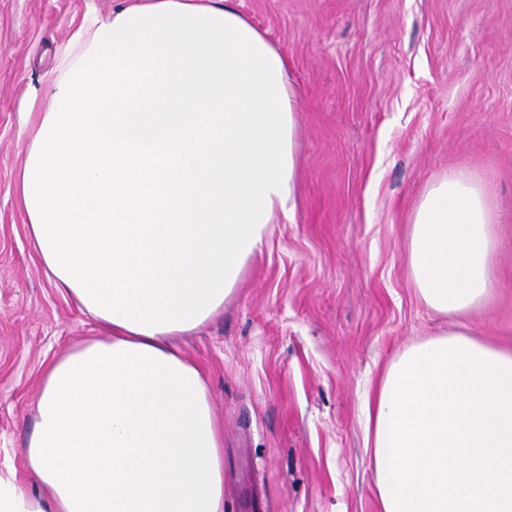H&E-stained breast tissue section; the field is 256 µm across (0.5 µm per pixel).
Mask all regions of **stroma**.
I'll return each mask as SVG.
<instances>
[{
	"mask_svg": "<svg viewBox=\"0 0 512 512\" xmlns=\"http://www.w3.org/2000/svg\"><path fill=\"white\" fill-rule=\"evenodd\" d=\"M117 0H0V468L48 362L98 335L55 288L18 175L56 55ZM288 59L298 203L223 309L179 337L224 427V512H377L359 394L444 331L512 348V0H236ZM455 170L496 206L497 283L466 316L419 297L406 257L425 189Z\"/></svg>",
	"mask_w": 512,
	"mask_h": 512,
	"instance_id": "1",
	"label": "stroma"
}]
</instances>
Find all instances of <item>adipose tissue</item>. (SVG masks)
<instances>
[{
    "mask_svg": "<svg viewBox=\"0 0 512 512\" xmlns=\"http://www.w3.org/2000/svg\"><path fill=\"white\" fill-rule=\"evenodd\" d=\"M288 61L234 0H134L58 55L19 177L56 288L101 333L44 369L0 512H224V433L175 343L238 287L295 209L298 100ZM494 207L450 171L409 236L423 302L464 315L496 282Z\"/></svg>",
    "mask_w": 512,
    "mask_h": 512,
    "instance_id": "obj_1",
    "label": "adipose tissue"
}]
</instances>
